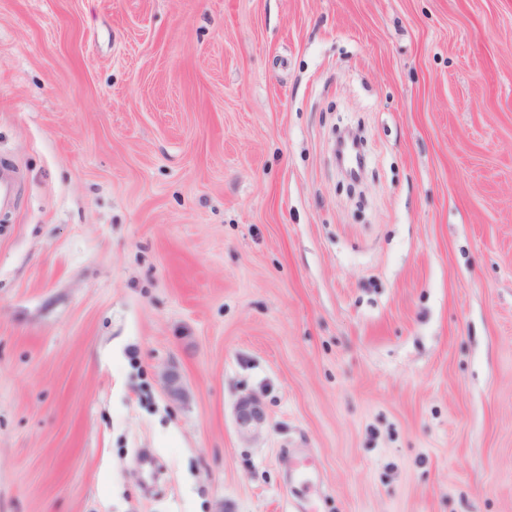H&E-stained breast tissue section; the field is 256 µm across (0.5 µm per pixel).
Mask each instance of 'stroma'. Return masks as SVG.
<instances>
[{"label":"stroma","instance_id":"35a3bbf8","mask_svg":"<svg viewBox=\"0 0 512 512\" xmlns=\"http://www.w3.org/2000/svg\"><path fill=\"white\" fill-rule=\"evenodd\" d=\"M0 161V512H512V0H0ZM15 180L14 171L0 164V214L8 215L11 213Z\"/></svg>","mask_w":512,"mask_h":512}]
</instances>
